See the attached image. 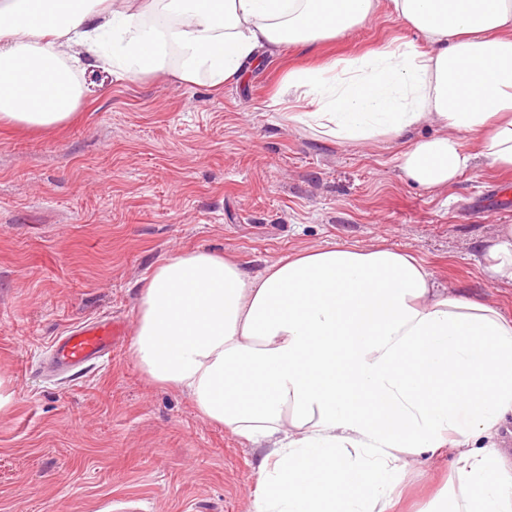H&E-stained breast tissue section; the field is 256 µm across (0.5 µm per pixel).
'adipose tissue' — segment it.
<instances>
[{
    "label": "adipose tissue",
    "instance_id": "ef3b65f1",
    "mask_svg": "<svg viewBox=\"0 0 512 512\" xmlns=\"http://www.w3.org/2000/svg\"><path fill=\"white\" fill-rule=\"evenodd\" d=\"M421 45L290 72L288 123L339 143L407 139L400 171L442 190L475 160L512 171V0H388ZM377 0H0V126L52 131L81 76L214 85L286 44L364 26ZM439 133L415 140L414 128ZM512 283V224L482 249ZM130 360L203 420L264 449L250 512H396L420 458L452 450L427 512H512V319L457 296L412 251L346 243L257 275L210 250L159 261L139 294Z\"/></svg>",
    "mask_w": 512,
    "mask_h": 512
}]
</instances>
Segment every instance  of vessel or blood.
Segmentation results:
<instances>
[{"instance_id": "obj_1", "label": "vessel or blood", "mask_w": 512, "mask_h": 512, "mask_svg": "<svg viewBox=\"0 0 512 512\" xmlns=\"http://www.w3.org/2000/svg\"><path fill=\"white\" fill-rule=\"evenodd\" d=\"M121 334V324L109 316L84 322L56 340L49 364L55 371L83 369L111 355Z\"/></svg>"}]
</instances>
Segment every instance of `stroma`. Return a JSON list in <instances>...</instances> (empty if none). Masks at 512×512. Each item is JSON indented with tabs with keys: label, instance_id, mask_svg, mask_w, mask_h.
I'll list each match as a JSON object with an SVG mask.
<instances>
[{
	"label": "stroma",
	"instance_id": "1",
	"mask_svg": "<svg viewBox=\"0 0 512 512\" xmlns=\"http://www.w3.org/2000/svg\"><path fill=\"white\" fill-rule=\"evenodd\" d=\"M380 8L343 37L286 45L237 81L174 72L118 79L90 68L76 117L49 132L0 128V512H248L261 452L204 421L188 396L146 381L122 336L110 362L46 377L70 328L133 327L142 280L203 248L253 274L330 243L414 251L437 280L512 318V285L481 271V244L512 224V174L475 162L431 192L396 167L400 143L341 144L288 125L289 72L419 42ZM445 453L403 477L423 512L453 471Z\"/></svg>",
	"mask_w": 512,
	"mask_h": 512
}]
</instances>
